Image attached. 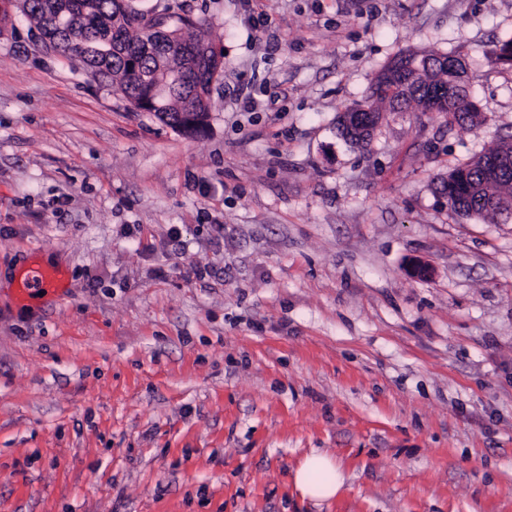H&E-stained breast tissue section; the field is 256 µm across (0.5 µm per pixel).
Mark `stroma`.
Wrapping results in <instances>:
<instances>
[{
  "label": "stroma",
  "instance_id": "obj_1",
  "mask_svg": "<svg viewBox=\"0 0 512 512\" xmlns=\"http://www.w3.org/2000/svg\"><path fill=\"white\" fill-rule=\"evenodd\" d=\"M134 5L224 51L201 133L0 32V512H512V216L439 191L512 136V0ZM412 53L465 61L483 125L346 142ZM33 262L62 292L17 299ZM315 448L345 475L322 503ZM294 481L304 496L314 500H329L336 496L343 475L331 456L321 451L311 452L295 472Z\"/></svg>",
  "mask_w": 512,
  "mask_h": 512
}]
</instances>
